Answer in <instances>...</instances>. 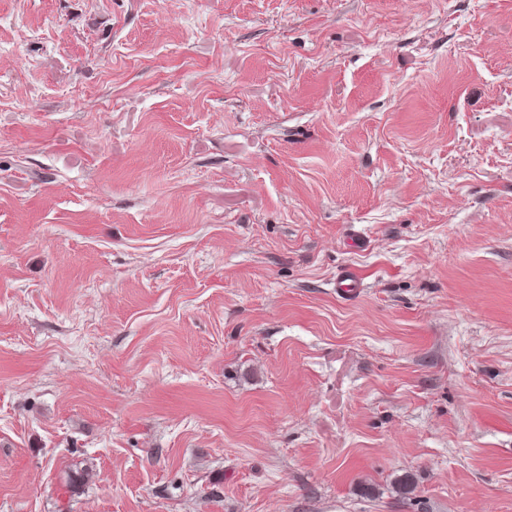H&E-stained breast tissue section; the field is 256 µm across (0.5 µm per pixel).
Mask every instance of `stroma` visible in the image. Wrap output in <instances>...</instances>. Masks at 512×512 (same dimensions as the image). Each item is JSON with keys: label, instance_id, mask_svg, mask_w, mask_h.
<instances>
[{"label": "stroma", "instance_id": "1", "mask_svg": "<svg viewBox=\"0 0 512 512\" xmlns=\"http://www.w3.org/2000/svg\"><path fill=\"white\" fill-rule=\"evenodd\" d=\"M0 512H512V0H0Z\"/></svg>", "mask_w": 512, "mask_h": 512}]
</instances>
